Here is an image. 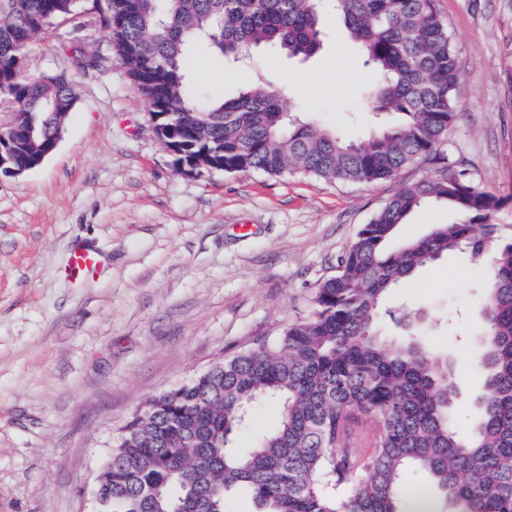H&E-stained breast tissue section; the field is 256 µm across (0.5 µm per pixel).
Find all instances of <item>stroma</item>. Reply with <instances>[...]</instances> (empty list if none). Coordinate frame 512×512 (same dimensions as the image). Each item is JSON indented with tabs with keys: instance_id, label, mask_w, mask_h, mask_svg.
<instances>
[{
	"instance_id": "1",
	"label": "stroma",
	"mask_w": 512,
	"mask_h": 512,
	"mask_svg": "<svg viewBox=\"0 0 512 512\" xmlns=\"http://www.w3.org/2000/svg\"><path fill=\"white\" fill-rule=\"evenodd\" d=\"M458 50L463 106L438 149L396 180L348 185L306 175H185L103 31L90 71L37 39L34 72L65 74L78 103L42 165L0 179V512H95L93 487L127 419L152 396L308 316L320 283L402 182L446 168L497 195L512 233V0H437ZM308 60L261 49L206 58L214 96L258 83L305 121L359 139L375 119L359 91L372 69L332 13ZM108 258L78 281L71 249ZM483 262L452 253L391 289L384 308L428 313L416 330L451 363L467 433L483 374L476 331Z\"/></svg>"
}]
</instances>
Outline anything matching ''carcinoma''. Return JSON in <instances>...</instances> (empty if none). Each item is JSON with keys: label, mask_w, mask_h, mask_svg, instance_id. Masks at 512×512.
I'll list each match as a JSON object with an SVG mask.
<instances>
[{"label": "carcinoma", "mask_w": 512, "mask_h": 512, "mask_svg": "<svg viewBox=\"0 0 512 512\" xmlns=\"http://www.w3.org/2000/svg\"><path fill=\"white\" fill-rule=\"evenodd\" d=\"M334 11L374 68L363 89L385 116L363 140L305 122L267 87L203 98L190 91L202 55L236 60L258 47L309 58ZM66 23L98 27L147 101L179 168L198 174H301L370 184L396 179L437 153L456 121L459 60L436 0H0V132L8 165L30 163L75 110L62 74L29 68L32 43ZM205 158L209 166H197ZM456 216L392 250L419 208ZM500 199L448 172L401 185L362 225L313 312L274 341L226 358L136 411L97 476L96 512H230L239 488L251 512H512V237L491 223ZM491 255L483 295L478 417L467 437L449 414L458 401L448 361L411 338L387 343L377 322L387 291L449 253ZM282 406L274 429L236 444L250 406ZM375 424L371 454L352 426ZM423 479L408 485L407 472Z\"/></svg>", "instance_id": "cac0c4a2"}]
</instances>
